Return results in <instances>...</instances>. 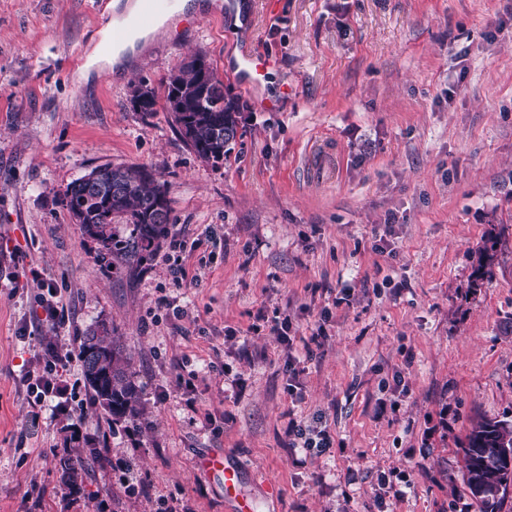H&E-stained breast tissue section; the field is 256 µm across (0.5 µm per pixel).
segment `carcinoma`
Segmentation results:
<instances>
[{"mask_svg":"<svg viewBox=\"0 0 512 512\" xmlns=\"http://www.w3.org/2000/svg\"><path fill=\"white\" fill-rule=\"evenodd\" d=\"M183 141L205 161L229 159L239 133L242 105L231 97L217 108L204 94L194 60L181 65L167 81L166 104ZM64 206L82 234L98 245L97 258L116 271H136L151 261L168 236L170 200L164 183L143 164H103L99 187L84 179L65 190ZM78 358L94 405L107 422L138 421L144 411L132 380V358L112 322L100 320L80 337ZM466 488L476 512H502L512 490V421L478 418L461 442Z\"/></svg>","mask_w":512,"mask_h":512,"instance_id":"1","label":"carcinoma"}]
</instances>
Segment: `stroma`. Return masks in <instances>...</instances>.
I'll return each instance as SVG.
<instances>
[{"mask_svg": "<svg viewBox=\"0 0 512 512\" xmlns=\"http://www.w3.org/2000/svg\"><path fill=\"white\" fill-rule=\"evenodd\" d=\"M204 2L120 76L86 67L95 0H0V512H225L202 468L218 453L259 512H474L459 444L512 419V0ZM249 48L275 62L251 90L232 72ZM195 53L244 106L221 164L131 104ZM108 162L168 190L169 234L133 274L97 263L62 203ZM102 318L144 418L109 425L77 361L59 406L34 407L43 344L77 351ZM292 419L324 420L332 448L293 447ZM89 448L71 486L63 462ZM57 293L53 288H47L46 293L39 297V307L45 313V322L52 325L60 324L65 318V309L63 306L59 307V302L56 301ZM43 320V321H44Z\"/></svg>", "mask_w": 512, "mask_h": 512, "instance_id": "stroma-1", "label": "stroma"}]
</instances>
